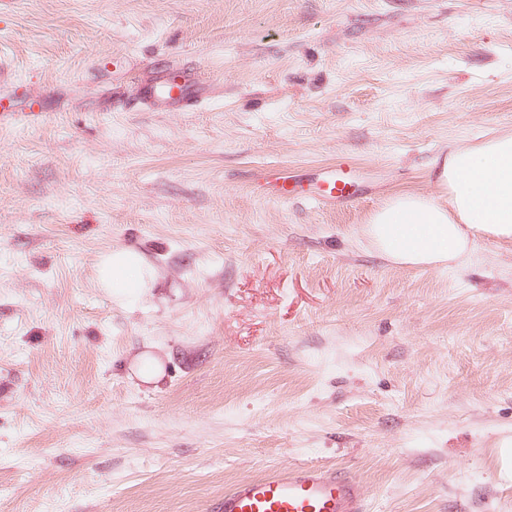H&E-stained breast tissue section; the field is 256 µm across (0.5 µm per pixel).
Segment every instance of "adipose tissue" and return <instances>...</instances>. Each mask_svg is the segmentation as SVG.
<instances>
[{
  "instance_id": "ef3b65f1",
  "label": "adipose tissue",
  "mask_w": 512,
  "mask_h": 512,
  "mask_svg": "<svg viewBox=\"0 0 512 512\" xmlns=\"http://www.w3.org/2000/svg\"><path fill=\"white\" fill-rule=\"evenodd\" d=\"M432 176L447 191V203L422 193L392 197L363 227L372 248L394 265L437 270L466 262L478 238L512 242V134L452 149ZM148 275L130 248L112 249L99 265L102 286L120 299Z\"/></svg>"
}]
</instances>
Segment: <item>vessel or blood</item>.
Wrapping results in <instances>:
<instances>
[{"label":"vessel or blood","instance_id":"vessel-or-blood-1","mask_svg":"<svg viewBox=\"0 0 512 512\" xmlns=\"http://www.w3.org/2000/svg\"><path fill=\"white\" fill-rule=\"evenodd\" d=\"M212 92L187 67L157 74L141 97L142 105L169 112H191ZM339 176L325 180L317 197L327 205H344L354 199L350 161L339 164ZM362 485L335 469L306 465L246 479L224 494L222 512H365Z\"/></svg>","mask_w":512,"mask_h":512}]
</instances>
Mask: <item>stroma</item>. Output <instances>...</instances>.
Returning <instances> with one entry per match:
<instances>
[{
    "mask_svg": "<svg viewBox=\"0 0 512 512\" xmlns=\"http://www.w3.org/2000/svg\"><path fill=\"white\" fill-rule=\"evenodd\" d=\"M0 64L43 102L0 116V512H213L307 464L367 512H512V243L433 271L362 234L512 133V0H0ZM173 64L212 98L139 108ZM341 158L352 204L257 190ZM149 276L143 257L130 248L112 249L99 265L100 283L120 299L140 288L142 281Z\"/></svg>",
    "mask_w": 512,
    "mask_h": 512,
    "instance_id": "obj_1",
    "label": "stroma"
}]
</instances>
